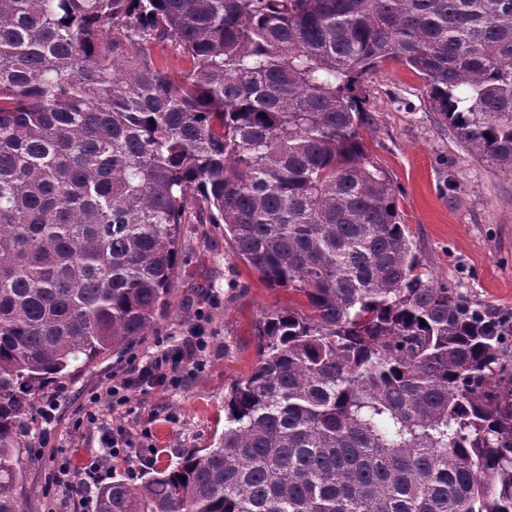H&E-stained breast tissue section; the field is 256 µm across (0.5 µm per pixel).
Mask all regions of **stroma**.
I'll use <instances>...</instances> for the list:
<instances>
[{
  "instance_id": "35a3bbf8",
  "label": "stroma",
  "mask_w": 512,
  "mask_h": 512,
  "mask_svg": "<svg viewBox=\"0 0 512 512\" xmlns=\"http://www.w3.org/2000/svg\"><path fill=\"white\" fill-rule=\"evenodd\" d=\"M369 121L361 133L366 152L388 175L400 221L434 282L457 288L482 308L512 312V174L495 170L463 148L438 124L423 80L409 68L386 63L365 73ZM178 264L169 314L150 335L120 353H107L72 375L47 383L33 400L18 488L26 512H96L94 502L68 491L62 468L80 471L105 458L99 486L145 477L135 453L157 451V466L175 464L209 447L224 429V396L256 360L254 327L263 311L288 306L292 293L267 286L239 260L224 227L209 223L190 201L180 227ZM210 341L204 366L179 385L125 388L134 367L187 336ZM124 387L95 422L83 420L90 394ZM56 403L52 423L43 411ZM120 432L119 455L107 457L104 436Z\"/></svg>"
}]
</instances>
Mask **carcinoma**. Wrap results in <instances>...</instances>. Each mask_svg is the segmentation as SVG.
<instances>
[{
  "instance_id": "cac0c4a2",
  "label": "carcinoma",
  "mask_w": 512,
  "mask_h": 512,
  "mask_svg": "<svg viewBox=\"0 0 512 512\" xmlns=\"http://www.w3.org/2000/svg\"><path fill=\"white\" fill-rule=\"evenodd\" d=\"M386 62L512 174V0H0V512L36 391L167 314L192 199L306 308L263 312L215 443L97 512H512V346L366 154ZM152 55L160 68L174 74L190 67L188 59L169 41L153 46Z\"/></svg>"
}]
</instances>
